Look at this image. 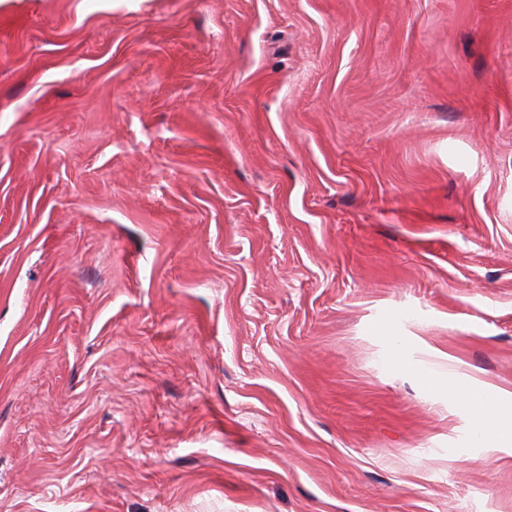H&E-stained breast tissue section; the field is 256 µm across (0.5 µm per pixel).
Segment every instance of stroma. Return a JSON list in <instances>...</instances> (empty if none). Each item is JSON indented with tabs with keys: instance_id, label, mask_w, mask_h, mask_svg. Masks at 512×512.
Segmentation results:
<instances>
[{
	"instance_id": "35a3bbf8",
	"label": "stroma",
	"mask_w": 512,
	"mask_h": 512,
	"mask_svg": "<svg viewBox=\"0 0 512 512\" xmlns=\"http://www.w3.org/2000/svg\"><path fill=\"white\" fill-rule=\"evenodd\" d=\"M512 0H0V512H512ZM454 400L462 405L471 426L479 428L488 437L487 446L508 449L512 447V409L511 414H504L493 422L484 417L486 402L474 386L457 381L453 387Z\"/></svg>"
}]
</instances>
